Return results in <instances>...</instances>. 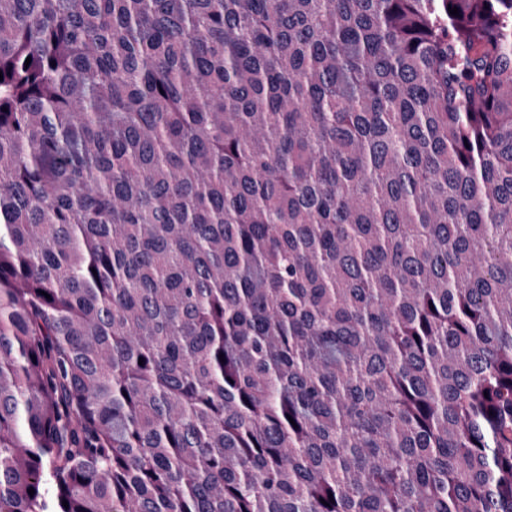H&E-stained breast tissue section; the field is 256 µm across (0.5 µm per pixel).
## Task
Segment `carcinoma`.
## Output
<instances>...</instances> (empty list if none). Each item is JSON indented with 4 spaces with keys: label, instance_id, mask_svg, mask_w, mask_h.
<instances>
[{
    "label": "carcinoma",
    "instance_id": "carcinoma-1",
    "mask_svg": "<svg viewBox=\"0 0 512 512\" xmlns=\"http://www.w3.org/2000/svg\"><path fill=\"white\" fill-rule=\"evenodd\" d=\"M0 74V512H512V0H0Z\"/></svg>",
    "mask_w": 512,
    "mask_h": 512
}]
</instances>
